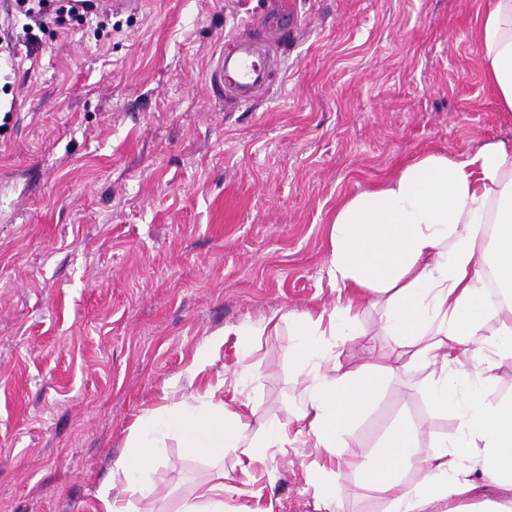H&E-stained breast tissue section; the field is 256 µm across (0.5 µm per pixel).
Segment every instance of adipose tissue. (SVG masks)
Wrapping results in <instances>:
<instances>
[{
	"label": "adipose tissue",
	"mask_w": 512,
	"mask_h": 512,
	"mask_svg": "<svg viewBox=\"0 0 512 512\" xmlns=\"http://www.w3.org/2000/svg\"><path fill=\"white\" fill-rule=\"evenodd\" d=\"M484 77L512 112V0H486L476 31ZM328 286L334 307L275 314L233 327L237 336L297 339L291 366L307 398L287 422L251 427L253 368L233 373L235 389L208 383L189 397L144 410L133 425L99 512H131L156 486L158 450L177 436L213 462L208 480L178 512H224V455L243 472L271 448L307 438L327 464L308 481L318 512L336 502L331 459L385 380L421 371L431 408L454 415L449 437L424 441L403 420L378 447L349 460L379 494L384 512H512V388L498 370L512 365V147L484 143L460 159L424 153L382 184L343 199L328 227ZM381 311L386 339L371 361L344 368L338 348L367 307Z\"/></svg>",
	"instance_id": "adipose-tissue-1"
}]
</instances>
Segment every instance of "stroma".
Masks as SVG:
<instances>
[{"instance_id":"obj_1","label":"stroma","mask_w":512,"mask_h":512,"mask_svg":"<svg viewBox=\"0 0 512 512\" xmlns=\"http://www.w3.org/2000/svg\"><path fill=\"white\" fill-rule=\"evenodd\" d=\"M485 0H293L268 91L234 104L222 55L265 0H146L50 23L0 60V512H94L145 408L194 391L215 332L331 307L336 204L429 151L512 141L473 35ZM295 339L228 336L204 373L253 365L255 422L306 399ZM417 373L390 380L340 449V512H382L344 460L401 417L454 434ZM305 446L269 449L251 481L224 456L227 512H314ZM135 512H178L211 465L165 439Z\"/></svg>"}]
</instances>
